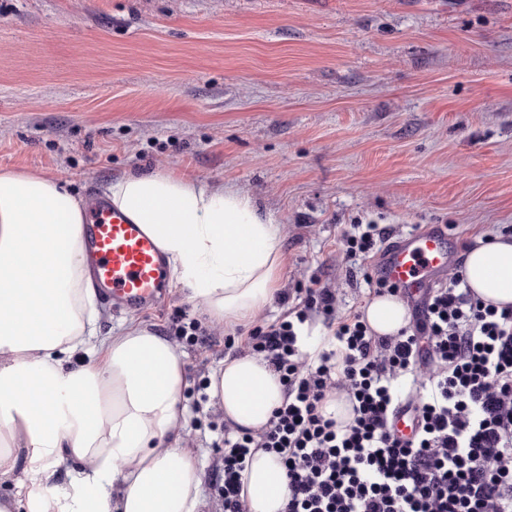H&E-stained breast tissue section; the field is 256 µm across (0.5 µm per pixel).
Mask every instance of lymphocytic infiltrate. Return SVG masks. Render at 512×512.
Listing matches in <instances>:
<instances>
[{"mask_svg": "<svg viewBox=\"0 0 512 512\" xmlns=\"http://www.w3.org/2000/svg\"><path fill=\"white\" fill-rule=\"evenodd\" d=\"M393 234L354 225L343 253L369 257ZM463 282L452 267L414 297L369 277L374 295L410 311L384 336L358 311L337 316L338 289H279L282 314L255 325L237 352L267 363L282 400L265 426L225 430L212 465L216 512H249L243 473L259 451L285 471L281 512H512V306L486 304ZM318 323L334 346L311 355L300 340ZM335 399L346 420L327 413ZM400 415L410 435L399 433Z\"/></svg>", "mask_w": 512, "mask_h": 512, "instance_id": "f902f5d3", "label": "lymphocytic infiltrate"}]
</instances>
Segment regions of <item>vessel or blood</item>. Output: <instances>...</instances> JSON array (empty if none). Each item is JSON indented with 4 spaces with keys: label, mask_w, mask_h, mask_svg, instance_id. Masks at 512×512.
<instances>
[{
    "label": "vessel or blood",
    "mask_w": 512,
    "mask_h": 512,
    "mask_svg": "<svg viewBox=\"0 0 512 512\" xmlns=\"http://www.w3.org/2000/svg\"><path fill=\"white\" fill-rule=\"evenodd\" d=\"M85 241L93 282L113 307L142 311L163 301L168 270L143 225L101 200L85 226ZM450 253L447 232L432 227L389 247L379 272L402 292L415 294L447 272Z\"/></svg>",
    "instance_id": "b4317fda"
}]
</instances>
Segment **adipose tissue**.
<instances>
[{
  "instance_id": "1",
  "label": "adipose tissue",
  "mask_w": 512,
  "mask_h": 512,
  "mask_svg": "<svg viewBox=\"0 0 512 512\" xmlns=\"http://www.w3.org/2000/svg\"><path fill=\"white\" fill-rule=\"evenodd\" d=\"M108 202L145 225L172 273L216 321L253 317L271 299L279 228L251 197L157 169L112 183ZM90 209L66 183L0 169V477L21 472L28 512H200L201 476L178 446L184 364L145 330L104 339L102 364H75L96 334L98 293L85 256ZM465 283L483 301L512 305V237L468 248ZM380 335L408 323L404 304L374 299ZM226 418L263 427L282 399L258 357H228L210 379ZM73 461V468L59 466ZM287 479L256 453L244 472L251 512H280Z\"/></svg>"
}]
</instances>
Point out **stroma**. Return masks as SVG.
<instances>
[{"label":"stroma","instance_id":"stroma-1","mask_svg":"<svg viewBox=\"0 0 512 512\" xmlns=\"http://www.w3.org/2000/svg\"><path fill=\"white\" fill-rule=\"evenodd\" d=\"M0 168L85 200L161 168L249 195L279 222L287 280L368 306L376 258L342 261L350 225L447 228L452 260L512 226V0H0ZM154 309L97 304V335L166 336ZM182 448L211 503L224 437L203 384L231 356L181 344Z\"/></svg>","mask_w":512,"mask_h":512}]
</instances>
